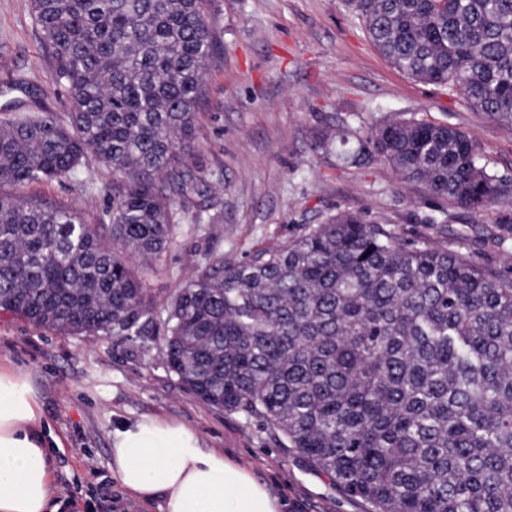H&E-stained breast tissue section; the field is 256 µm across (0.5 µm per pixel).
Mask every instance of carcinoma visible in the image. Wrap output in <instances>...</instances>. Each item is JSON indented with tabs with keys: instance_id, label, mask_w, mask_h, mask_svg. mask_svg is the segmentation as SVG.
I'll return each mask as SVG.
<instances>
[{
	"instance_id": "cac0c4a2",
	"label": "carcinoma",
	"mask_w": 512,
	"mask_h": 512,
	"mask_svg": "<svg viewBox=\"0 0 512 512\" xmlns=\"http://www.w3.org/2000/svg\"><path fill=\"white\" fill-rule=\"evenodd\" d=\"M206 0H32L70 98L0 121V184L112 170L111 235L48 200L0 195V310L88 336H165V360L205 403L260 419L372 512H512L509 276L425 235L342 211L243 260L211 257L165 302L149 266L179 233L203 71ZM368 37L415 81L448 85L512 123V0H349ZM320 146L343 164L378 156L474 210L512 180L447 124L388 118Z\"/></svg>"
}]
</instances>
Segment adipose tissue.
<instances>
[{
	"label": "adipose tissue",
	"instance_id": "adipose-tissue-1",
	"mask_svg": "<svg viewBox=\"0 0 512 512\" xmlns=\"http://www.w3.org/2000/svg\"><path fill=\"white\" fill-rule=\"evenodd\" d=\"M38 402L15 371L0 368V512H60ZM112 472L123 492L161 512H283L284 501L224 452L202 447L165 419L112 435Z\"/></svg>",
	"mask_w": 512,
	"mask_h": 512
}]
</instances>
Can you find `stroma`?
Returning <instances> with one entry per match:
<instances>
[{"label":"stroma","mask_w":512,"mask_h":512,"mask_svg":"<svg viewBox=\"0 0 512 512\" xmlns=\"http://www.w3.org/2000/svg\"><path fill=\"white\" fill-rule=\"evenodd\" d=\"M206 13L216 57L195 128L196 180L175 212L179 234L141 269L159 304L212 255L239 260L283 245L341 210L394 228L406 242L436 233L449 250L500 269L512 236L499 218L512 204L476 212L429 196L380 160L341 165L318 141L347 124L365 133L388 117H414L469 133L489 166L512 179V124L472 109L451 87L396 69L344 0H207ZM50 73L31 0H0V118L19 100L24 111L48 108L67 121V94ZM0 193L68 205L85 223L105 225L112 172L93 160L75 176L4 184ZM216 217L224 226L218 239L209 233ZM163 349V337L151 333L62 335L0 311V365L25 373L38 398L59 497L79 512H158L123 494L111 446L121 424L165 418L250 467L287 512H369L259 419L201 402L168 368Z\"/></svg>","instance_id":"stroma-1"}]
</instances>
